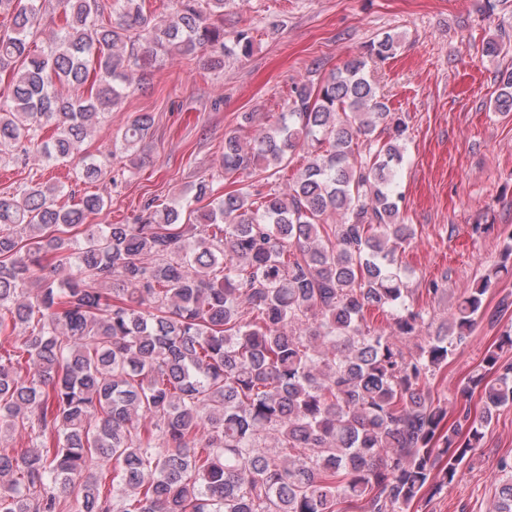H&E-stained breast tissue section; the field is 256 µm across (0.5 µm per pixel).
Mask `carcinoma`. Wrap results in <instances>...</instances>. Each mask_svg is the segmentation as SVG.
Here are the masks:
<instances>
[{
	"label": "carcinoma",
	"instance_id": "cac0c4a2",
	"mask_svg": "<svg viewBox=\"0 0 512 512\" xmlns=\"http://www.w3.org/2000/svg\"><path fill=\"white\" fill-rule=\"evenodd\" d=\"M225 0H172L155 21L145 0H0V147L44 163L78 160L99 182L107 160L85 139L147 80L158 58L249 55L224 42ZM57 24L45 50L46 15ZM386 35L316 86L291 89L288 110L244 141L224 136L215 195L146 201L133 223L92 224L108 200L59 207L57 185L0 197V512H412L455 482L512 405V325L461 389L483 402L448 424L428 385L465 345L496 287L486 274L434 334L399 254L395 173L409 126L368 66L394 57ZM498 112H512V70ZM154 124L135 115L114 146L131 166ZM305 163L285 192L263 181ZM207 201L202 208L193 204ZM197 214L183 224V207ZM386 312L389 329L366 313ZM29 433L31 445L3 438ZM112 462L107 477L88 466ZM493 512H512V459L501 461Z\"/></svg>",
	"mask_w": 512,
	"mask_h": 512
}]
</instances>
